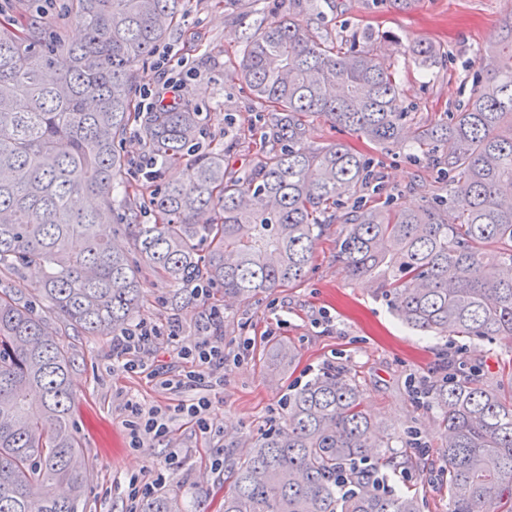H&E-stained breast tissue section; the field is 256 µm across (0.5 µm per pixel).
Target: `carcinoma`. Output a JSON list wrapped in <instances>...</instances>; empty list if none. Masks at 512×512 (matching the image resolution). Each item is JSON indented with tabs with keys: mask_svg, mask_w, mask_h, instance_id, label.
Listing matches in <instances>:
<instances>
[{
	"mask_svg": "<svg viewBox=\"0 0 512 512\" xmlns=\"http://www.w3.org/2000/svg\"><path fill=\"white\" fill-rule=\"evenodd\" d=\"M186 0H68L83 30L69 44L47 22L0 25V274H41L28 292L0 290V512H79L91 464L73 430L70 329L116 336L143 298L144 271L188 291L248 298L300 283L336 210V258L369 278L408 328L438 336H512V7L480 50L485 77L465 108L422 124L370 29L344 50L303 17L261 14L235 67L261 111L264 160L232 176L224 150L200 144L202 113L180 98L140 117L131 86L175 27ZM420 66L441 48H409ZM366 142L413 136L438 160L448 197L417 209L370 206L379 191L366 156L344 143L314 148L308 117ZM141 121L146 154L184 167L182 180L134 196L129 247L110 241L112 188L127 180L121 147ZM150 211L153 224H141ZM54 313L52 326L33 306ZM291 366L292 346L271 347ZM432 392L448 430L450 512H512V365ZM284 423L246 444L224 470V512H421L415 496L380 485L389 447L361 387L326 366L288 395ZM141 512H181L168 492Z\"/></svg>",
	"mask_w": 512,
	"mask_h": 512,
	"instance_id": "obj_1",
	"label": "carcinoma"
}]
</instances>
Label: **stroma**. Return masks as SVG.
<instances>
[{"label": "stroma", "mask_w": 512, "mask_h": 512, "mask_svg": "<svg viewBox=\"0 0 512 512\" xmlns=\"http://www.w3.org/2000/svg\"><path fill=\"white\" fill-rule=\"evenodd\" d=\"M506 6V0H416L412 9L400 11L391 0H310L307 13L319 31L347 41L372 26L403 48L421 40L442 45L445 56L425 69L403 50L391 56L406 104L426 123L467 104L480 68L478 50L493 36ZM258 7L284 12L288 0H233L228 6L187 0L180 23L155 51L191 68L182 95L204 115L200 142L223 150L227 169L239 176L262 156L261 114L232 65ZM308 141L320 147L343 142L365 154L380 178L382 195L394 196L401 207L411 209L448 193L432 160L415 157L414 143L377 147L321 117L310 118ZM143 288L135 322L163 331L179 322L180 342L194 341L213 314L223 315L224 383L207 393L219 431L204 434L175 418L163 442L130 447L127 398L164 409L195 398V390L172 393L145 374L120 371L111 337L70 334L75 424L92 465L84 512H130L125 486L142 474L158 480L160 490L176 492L186 512H223L224 474L211 467L214 449L223 448L225 464L236 462L241 440L279 424L289 393L328 363L356 380L366 407L391 433L383 455L393 488L416 492L421 512H449L442 415L419 390L476 369L497 382L501 364L512 359L511 340L423 336L401 327L370 281L347 276L336 258L332 229L318 240L305 280L291 288L239 300L218 292L208 300L186 302L153 272L146 273ZM278 342L293 347L291 368L272 359L270 348ZM415 440L426 449L418 468L404 464ZM175 449L180 468L164 469L165 456Z\"/></svg>", "instance_id": "stroma-1"}]
</instances>
